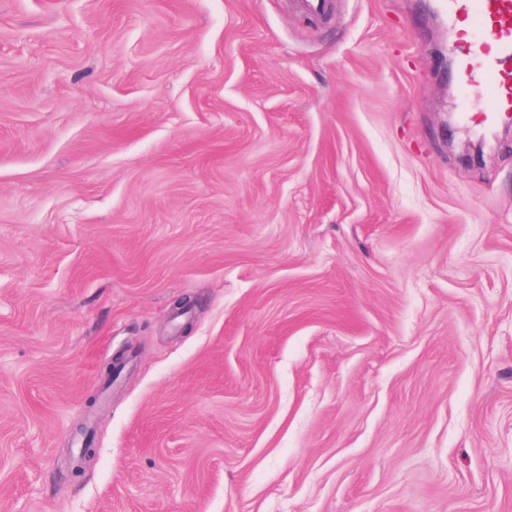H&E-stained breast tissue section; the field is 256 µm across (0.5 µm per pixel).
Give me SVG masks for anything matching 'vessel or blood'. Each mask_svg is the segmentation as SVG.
<instances>
[{"label":"vessel or blood","instance_id":"b4317fda","mask_svg":"<svg viewBox=\"0 0 512 512\" xmlns=\"http://www.w3.org/2000/svg\"><path fill=\"white\" fill-rule=\"evenodd\" d=\"M449 17L470 21L463 84L481 81L500 108H512V0H446Z\"/></svg>","mask_w":512,"mask_h":512}]
</instances>
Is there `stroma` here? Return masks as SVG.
<instances>
[{
  "label": "stroma",
  "instance_id": "stroma-1",
  "mask_svg": "<svg viewBox=\"0 0 512 512\" xmlns=\"http://www.w3.org/2000/svg\"><path fill=\"white\" fill-rule=\"evenodd\" d=\"M461 38L0 0V512H512V127L477 153Z\"/></svg>",
  "mask_w": 512,
  "mask_h": 512
}]
</instances>
